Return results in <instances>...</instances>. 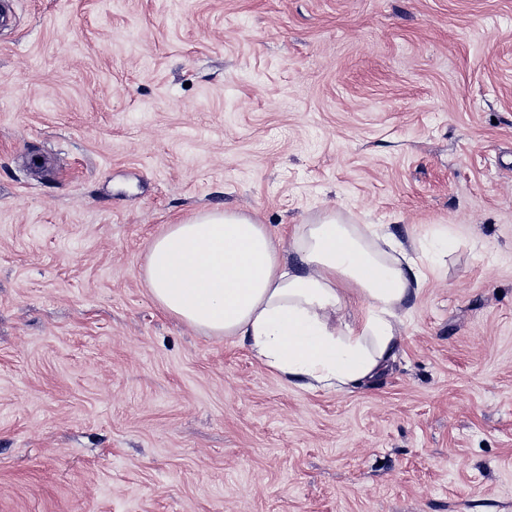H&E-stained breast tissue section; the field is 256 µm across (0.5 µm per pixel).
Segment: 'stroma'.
<instances>
[{"instance_id": "1", "label": "stroma", "mask_w": 512, "mask_h": 512, "mask_svg": "<svg viewBox=\"0 0 512 512\" xmlns=\"http://www.w3.org/2000/svg\"><path fill=\"white\" fill-rule=\"evenodd\" d=\"M11 3L0 512H512V0ZM215 210L454 248L311 390L153 302Z\"/></svg>"}]
</instances>
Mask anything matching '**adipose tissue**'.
I'll return each mask as SVG.
<instances>
[{
  "label": "adipose tissue",
  "instance_id": "obj_1",
  "mask_svg": "<svg viewBox=\"0 0 512 512\" xmlns=\"http://www.w3.org/2000/svg\"><path fill=\"white\" fill-rule=\"evenodd\" d=\"M449 249L444 237L412 256L380 225L344 224L332 211L286 235L249 214L205 212L154 238L143 277L188 326L247 342L287 381L343 390L387 366L402 304ZM355 303L362 315L347 320Z\"/></svg>",
  "mask_w": 512,
  "mask_h": 512
}]
</instances>
